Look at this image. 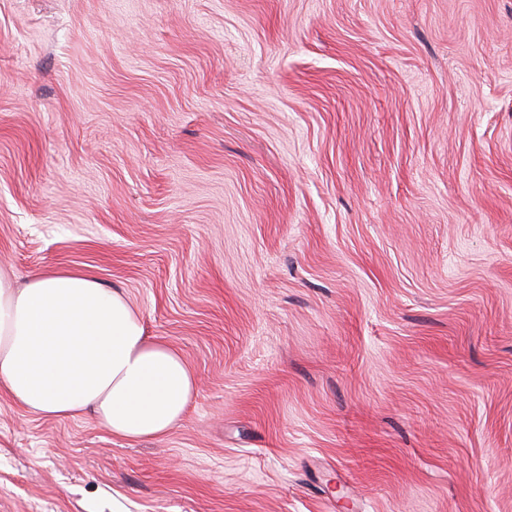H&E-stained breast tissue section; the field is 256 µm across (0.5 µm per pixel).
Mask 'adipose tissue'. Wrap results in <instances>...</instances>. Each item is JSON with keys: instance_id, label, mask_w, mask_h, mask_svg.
Listing matches in <instances>:
<instances>
[{"instance_id": "obj_1", "label": "adipose tissue", "mask_w": 512, "mask_h": 512, "mask_svg": "<svg viewBox=\"0 0 512 512\" xmlns=\"http://www.w3.org/2000/svg\"><path fill=\"white\" fill-rule=\"evenodd\" d=\"M196 378L145 334L143 319L89 273L49 271L17 285L0 270V393L45 418L92 413L113 436L161 438L182 420Z\"/></svg>"}]
</instances>
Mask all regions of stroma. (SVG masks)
<instances>
[{
    "mask_svg": "<svg viewBox=\"0 0 512 512\" xmlns=\"http://www.w3.org/2000/svg\"><path fill=\"white\" fill-rule=\"evenodd\" d=\"M0 265L198 379L0 394V512H512V0H0Z\"/></svg>",
    "mask_w": 512,
    "mask_h": 512,
    "instance_id": "obj_1",
    "label": "stroma"
}]
</instances>
